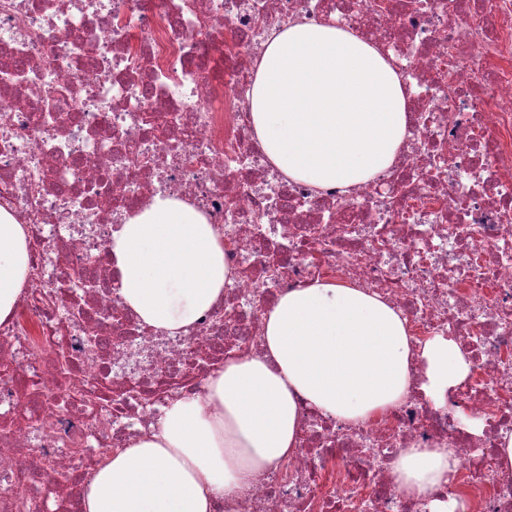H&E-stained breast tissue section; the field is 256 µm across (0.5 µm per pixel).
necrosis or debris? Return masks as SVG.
I'll return each mask as SVG.
<instances>
[{"mask_svg": "<svg viewBox=\"0 0 512 512\" xmlns=\"http://www.w3.org/2000/svg\"><path fill=\"white\" fill-rule=\"evenodd\" d=\"M330 14L390 51L411 94L393 165L317 191L269 164L247 97L259 43ZM160 192L205 214L235 271L174 338L123 304L108 258L116 215ZM0 207L31 268L0 324V512H69L106 449L259 352L266 307L323 279L380 294L412 345L453 338L471 373L437 405L415 369L355 423L299 400L293 455L216 512H429L393 464L437 447L460 461L438 497L512 512V0H0Z\"/></svg>", "mask_w": 512, "mask_h": 512, "instance_id": "obj_1", "label": "necrosis or debris"}]
</instances>
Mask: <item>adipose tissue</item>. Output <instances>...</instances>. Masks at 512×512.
I'll use <instances>...</instances> for the list:
<instances>
[{
  "label": "adipose tissue",
  "mask_w": 512,
  "mask_h": 512,
  "mask_svg": "<svg viewBox=\"0 0 512 512\" xmlns=\"http://www.w3.org/2000/svg\"><path fill=\"white\" fill-rule=\"evenodd\" d=\"M408 89L381 46L331 15L296 21L266 38L249 106L254 133L286 178L316 190L349 188L389 168L408 125ZM119 294L140 323L186 333L234 272L224 241L193 205L163 193L113 231ZM24 225L0 209V323L29 281ZM263 351L226 360L205 395L163 408L158 428L118 450L85 479L80 512H213L298 446V399L355 422L405 394L414 365L443 402L470 366L437 336L412 349L406 319L379 294L318 280L282 294L263 315ZM460 461L444 448H411L395 461L398 490L421 497Z\"/></svg>",
  "instance_id": "ef3b65f1"
}]
</instances>
